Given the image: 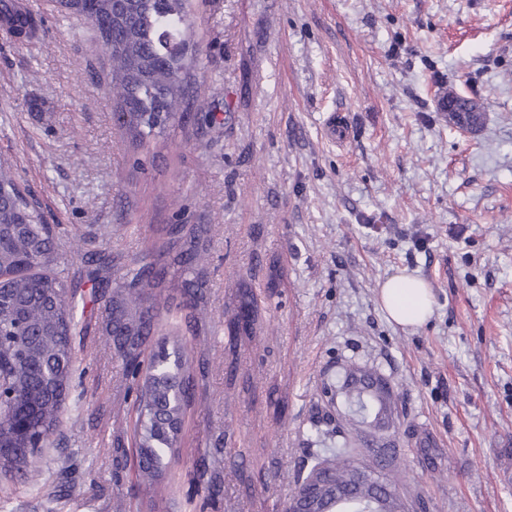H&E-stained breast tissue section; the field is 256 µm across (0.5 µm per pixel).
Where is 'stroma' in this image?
Segmentation results:
<instances>
[{"instance_id":"obj_1","label":"stroma","mask_w":512,"mask_h":512,"mask_svg":"<svg viewBox=\"0 0 512 512\" xmlns=\"http://www.w3.org/2000/svg\"><path fill=\"white\" fill-rule=\"evenodd\" d=\"M26 2L45 33L0 31V163L79 282L91 253L111 251V280L169 225H209L206 329L189 338L208 372L178 458L145 486L117 463L133 400L96 307L78 407L39 490L11 487L0 512H283L320 389L351 364L403 393L392 439L429 512H512V0H191L192 81L216 120L137 154L112 127L91 24ZM450 86L482 105L479 130L445 122ZM399 269L434 292L421 327L377 303ZM242 283L260 313L234 342Z\"/></svg>"}]
</instances>
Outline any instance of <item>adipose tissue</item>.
I'll list each match as a JSON object with an SVG mask.
<instances>
[{"label": "adipose tissue", "mask_w": 512, "mask_h": 512, "mask_svg": "<svg viewBox=\"0 0 512 512\" xmlns=\"http://www.w3.org/2000/svg\"><path fill=\"white\" fill-rule=\"evenodd\" d=\"M378 302L389 319L403 328L421 326L433 314L429 283L402 270L381 283Z\"/></svg>", "instance_id": "ef3b65f1"}]
</instances>
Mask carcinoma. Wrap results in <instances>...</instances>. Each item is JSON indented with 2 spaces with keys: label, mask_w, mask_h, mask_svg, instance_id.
Segmentation results:
<instances>
[{
  "label": "carcinoma",
  "mask_w": 512,
  "mask_h": 512,
  "mask_svg": "<svg viewBox=\"0 0 512 512\" xmlns=\"http://www.w3.org/2000/svg\"><path fill=\"white\" fill-rule=\"evenodd\" d=\"M190 0H94L93 30L107 56L106 91L112 124L135 151L163 142L191 118L189 79L201 55L190 34ZM0 19L32 36L41 26L0 0ZM448 121L481 128L479 105L450 86L439 100ZM207 224H174L158 258H143L115 280L114 293L95 284L90 293L69 282L49 225L0 166V482L16 483L37 467L41 445L67 410L75 350L88 334L87 305L105 303V332L122 358L128 392L140 412L133 425L138 476L152 486L184 441V421L206 379L180 335L164 338L149 360L142 348L155 335L160 307L176 291L189 330L203 325L208 279ZM255 300L243 290L228 320L232 337L251 333ZM328 407L309 441L322 446L295 491L308 512H427L418 495L401 490L405 475L398 449L382 432L398 416L402 397L379 367L348 372L323 386Z\"/></svg>",
  "instance_id": "carcinoma-1"
}]
</instances>
